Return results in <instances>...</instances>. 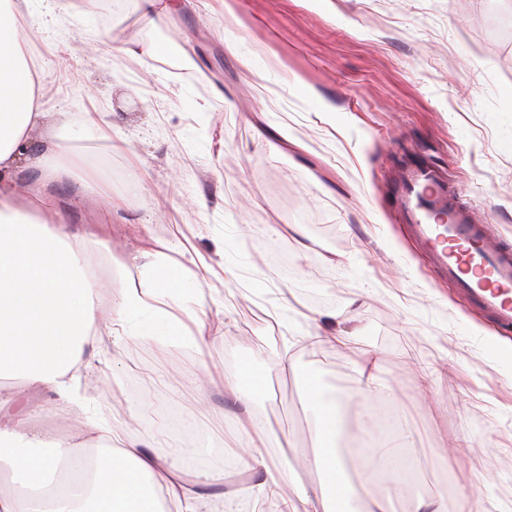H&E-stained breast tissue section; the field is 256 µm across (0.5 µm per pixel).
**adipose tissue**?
<instances>
[{
    "label": "adipose tissue",
    "mask_w": 512,
    "mask_h": 512,
    "mask_svg": "<svg viewBox=\"0 0 512 512\" xmlns=\"http://www.w3.org/2000/svg\"><path fill=\"white\" fill-rule=\"evenodd\" d=\"M32 3L0 0V408L23 390L49 391L63 418L78 419L83 434L112 443L86 469L74 438L32 433L17 423L0 428V512H202L181 464L154 454V438L139 445L114 439L111 425L88 415L74 388L86 347L101 336L177 343L201 353L212 341L208 323L189 305L200 280L174 274L169 242L147 238L139 254L156 285L132 283L113 297L91 275L86 242L60 222L55 198L22 197L11 188L19 149L46 116L41 53L19 43ZM176 296L188 303L179 316L170 305ZM381 362L379 352L367 350L352 364L350 398L363 417L365 444L346 459L336 448V396L310 387L314 445L288 462L264 453L272 437L250 411L253 391L245 376L225 382L241 413L231 457L261 475L234 490L226 512L260 498L279 501L280 512H338L341 503L352 512H487L471 488L452 496L415 490L401 454L413 446L410 435L403 427L385 435L376 411L387 398Z\"/></svg>",
    "instance_id": "ef3b65f1"
}]
</instances>
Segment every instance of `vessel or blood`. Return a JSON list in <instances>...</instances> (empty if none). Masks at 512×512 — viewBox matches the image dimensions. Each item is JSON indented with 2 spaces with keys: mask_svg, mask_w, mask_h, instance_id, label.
<instances>
[{
  "mask_svg": "<svg viewBox=\"0 0 512 512\" xmlns=\"http://www.w3.org/2000/svg\"><path fill=\"white\" fill-rule=\"evenodd\" d=\"M396 193L406 226L433 267L499 326H512V247L450 198L448 177L433 163L406 166Z\"/></svg>",
  "mask_w": 512,
  "mask_h": 512,
  "instance_id": "b4317fda",
  "label": "vessel or blood"
}]
</instances>
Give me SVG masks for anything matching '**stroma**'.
<instances>
[{"mask_svg":"<svg viewBox=\"0 0 512 512\" xmlns=\"http://www.w3.org/2000/svg\"><path fill=\"white\" fill-rule=\"evenodd\" d=\"M182 0L146 19L135 0L111 16L85 0L79 11L35 0L27 35L42 53L51 112L32 128L43 151L57 112L99 113L108 137L79 125L65 142L87 161L78 176L48 182L27 159L18 194L56 196L63 223L88 238L95 267L128 262L112 281L120 295L143 270L142 238L165 239L213 267L201 305L214 344L216 379L248 365L267 373L256 412L281 438L273 454L313 445L305 390L348 385L346 349L304 338L307 317L343 312L363 346L380 351L391 398L415 435L424 490L475 487L488 512H512V388L486 345L500 329L460 297L409 237L392 184L417 159L447 170L451 195L477 222L512 242V0ZM160 45L161 56L147 47ZM284 126L294 141L269 137ZM288 253L279 263L268 248ZM346 254L344 265L320 256ZM290 346L294 370L274 369ZM193 349L103 337L76 383L94 412L129 441L161 432L158 404L194 420V457L223 452L237 414L224 390L199 379ZM439 371V398L421 408L405 362ZM118 375L114 391L102 378ZM72 433L51 395L30 390L0 424ZM457 440L464 469L432 456Z\"/></svg>","mask_w":512,"mask_h":512,"instance_id":"stroma-1","label":"stroma"}]
</instances>
